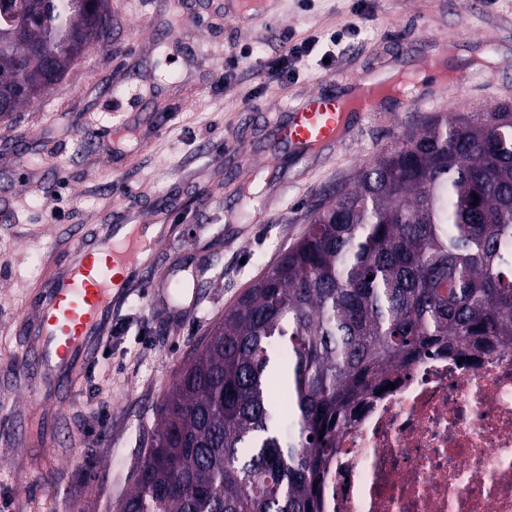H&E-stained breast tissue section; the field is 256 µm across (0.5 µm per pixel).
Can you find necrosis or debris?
<instances>
[{
	"mask_svg": "<svg viewBox=\"0 0 512 512\" xmlns=\"http://www.w3.org/2000/svg\"><path fill=\"white\" fill-rule=\"evenodd\" d=\"M323 512H512V348L432 355L336 435Z\"/></svg>",
	"mask_w": 512,
	"mask_h": 512,
	"instance_id": "1",
	"label": "necrosis or debris"
}]
</instances>
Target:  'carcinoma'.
I'll return each instance as SVG.
<instances>
[{
	"instance_id": "cac0c4a2",
	"label": "carcinoma",
	"mask_w": 512,
	"mask_h": 512,
	"mask_svg": "<svg viewBox=\"0 0 512 512\" xmlns=\"http://www.w3.org/2000/svg\"><path fill=\"white\" fill-rule=\"evenodd\" d=\"M111 32L109 0H25L0 20V116ZM306 223L183 361L115 512H321L369 392L430 353L512 346L511 102L433 113Z\"/></svg>"
}]
</instances>
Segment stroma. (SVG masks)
Listing matches in <instances>:
<instances>
[{
	"label": "stroma",
	"instance_id": "1",
	"mask_svg": "<svg viewBox=\"0 0 512 512\" xmlns=\"http://www.w3.org/2000/svg\"><path fill=\"white\" fill-rule=\"evenodd\" d=\"M109 0L112 38L92 46L60 89L0 119V512H105L132 487L157 408L177 369L225 308L305 232L304 217L418 114L512 100V0H272L275 24L224 15V0ZM352 32L322 63L324 33ZM319 37L298 78L268 81L265 63L292 41ZM447 49L465 82L444 101L388 99L322 151L270 157L266 132L329 75L351 81ZM248 50L234 72L227 61ZM136 139L116 150L113 115ZM237 154L225 160L224 143ZM139 211L172 236L151 277L184 282L130 293L112 337L62 411L18 373L19 320L47 259L77 224Z\"/></svg>",
	"mask_w": 512,
	"mask_h": 512
}]
</instances>
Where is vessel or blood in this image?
Here are the masks:
<instances>
[{
	"label": "vessel or blood",
	"mask_w": 512,
	"mask_h": 512,
	"mask_svg": "<svg viewBox=\"0 0 512 512\" xmlns=\"http://www.w3.org/2000/svg\"><path fill=\"white\" fill-rule=\"evenodd\" d=\"M383 85L357 78L335 91H315L275 126L279 149L309 152L335 144L350 119L378 111ZM161 224H100L77 227L66 245L65 261H54L37 289L38 301L22 324L29 337L28 359L20 373L32 374L43 392L76 386L84 365L93 362L112 328V313L130 289L154 294L147 274L154 245L163 237Z\"/></svg>",
	"instance_id": "vessel-or-blood-1"
}]
</instances>
